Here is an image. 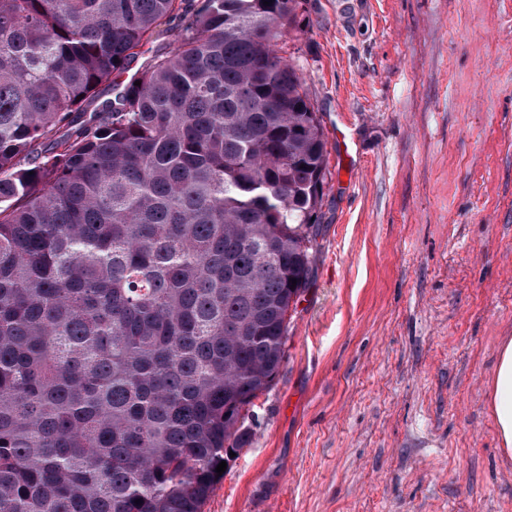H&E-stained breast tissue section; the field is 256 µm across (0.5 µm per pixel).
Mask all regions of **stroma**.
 <instances>
[{
	"instance_id": "35a3bbf8",
	"label": "stroma",
	"mask_w": 512,
	"mask_h": 512,
	"mask_svg": "<svg viewBox=\"0 0 512 512\" xmlns=\"http://www.w3.org/2000/svg\"><path fill=\"white\" fill-rule=\"evenodd\" d=\"M328 141L309 287L204 512H512V0H299ZM491 406L501 446L512 453V339L504 341L495 368Z\"/></svg>"
}]
</instances>
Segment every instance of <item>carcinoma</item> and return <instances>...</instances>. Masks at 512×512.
I'll return each mask as SVG.
<instances>
[{"mask_svg": "<svg viewBox=\"0 0 512 512\" xmlns=\"http://www.w3.org/2000/svg\"><path fill=\"white\" fill-rule=\"evenodd\" d=\"M297 6L0 0V512H203L248 442L327 178Z\"/></svg>", "mask_w": 512, "mask_h": 512, "instance_id": "obj_1", "label": "carcinoma"}]
</instances>
